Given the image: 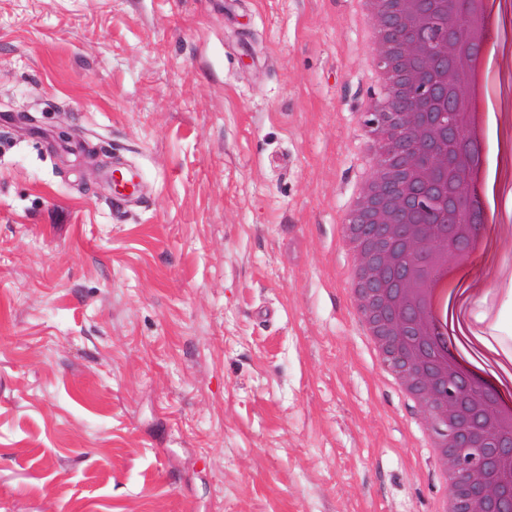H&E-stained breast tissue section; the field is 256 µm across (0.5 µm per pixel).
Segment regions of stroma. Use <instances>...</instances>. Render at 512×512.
Segmentation results:
<instances>
[{"mask_svg": "<svg viewBox=\"0 0 512 512\" xmlns=\"http://www.w3.org/2000/svg\"><path fill=\"white\" fill-rule=\"evenodd\" d=\"M371 28L356 0H0V512H434L341 233ZM467 315L512 350V259ZM358 320H359V323L361 324V326L364 327V329L366 331V335L369 336L370 342H371L374 350L377 352L379 361L385 368L391 370L389 368L390 366L388 367L386 364L388 355H387L386 351L384 350L383 345L379 339L373 315L368 312L367 313L360 312Z\"/></svg>", "mask_w": 512, "mask_h": 512, "instance_id": "obj_1", "label": "stroma"}]
</instances>
